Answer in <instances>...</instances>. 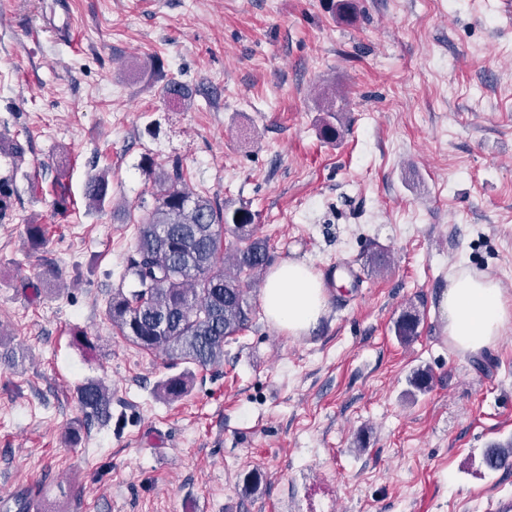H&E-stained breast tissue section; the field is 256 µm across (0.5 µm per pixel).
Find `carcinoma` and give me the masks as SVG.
<instances>
[{
    "label": "carcinoma",
    "mask_w": 512,
    "mask_h": 512,
    "mask_svg": "<svg viewBox=\"0 0 512 512\" xmlns=\"http://www.w3.org/2000/svg\"><path fill=\"white\" fill-rule=\"evenodd\" d=\"M176 84L169 79L160 87L162 101L189 103L192 92L184 85L179 97L171 96ZM142 166L156 188L154 204L126 258L121 281L131 287L112 289L106 313L112 328L133 345L207 370L224 362V343L252 325L255 308L244 285L270 264L269 245L255 235L247 208L229 210L189 192L179 162L167 167L145 157ZM84 196L89 205H102L111 197L108 177L89 180ZM418 326V316L407 311L396 322V334L409 341ZM191 377L185 372L166 378L163 394L182 397ZM77 396L85 414L80 426L112 419V394L101 381H86ZM484 463L492 471L512 467V439L485 451Z\"/></svg>",
    "instance_id": "carcinoma-1"
}]
</instances>
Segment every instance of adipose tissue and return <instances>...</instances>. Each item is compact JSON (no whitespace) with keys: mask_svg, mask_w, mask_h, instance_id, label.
Returning <instances> with one entry per match:
<instances>
[{"mask_svg":"<svg viewBox=\"0 0 512 512\" xmlns=\"http://www.w3.org/2000/svg\"><path fill=\"white\" fill-rule=\"evenodd\" d=\"M263 301L273 326L292 336L314 328L326 306V291L306 264L285 261L267 276ZM448 320V337L464 352L475 353L493 345L512 325V300L491 276L457 275L440 298Z\"/></svg>","mask_w":512,"mask_h":512,"instance_id":"ef3b65f1","label":"adipose tissue"}]
</instances>
